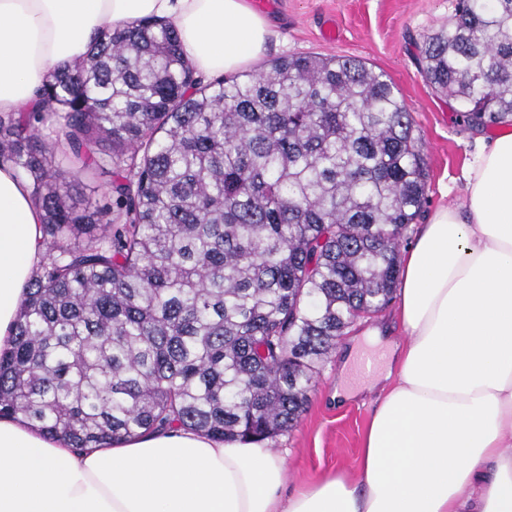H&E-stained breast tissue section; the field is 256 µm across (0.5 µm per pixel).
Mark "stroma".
<instances>
[{"mask_svg": "<svg viewBox=\"0 0 512 512\" xmlns=\"http://www.w3.org/2000/svg\"><path fill=\"white\" fill-rule=\"evenodd\" d=\"M456 5L457 0H273L267 11L275 24L267 59L309 53L347 56L389 75L413 117L427 164L426 216L462 196L466 164L482 134L462 121L454 100L430 86L417 61V43L447 23ZM327 20L338 34L332 44L322 35ZM65 168L75 191L108 203L111 173L83 168L76 160L67 161ZM342 355V349H335L323 362L297 425L269 440L270 447L286 452L287 491L338 469L351 475L359 470L362 438L378 394L362 391L343 405L332 402Z\"/></svg>", "mask_w": 512, "mask_h": 512, "instance_id": "stroma-1", "label": "stroma"}]
</instances>
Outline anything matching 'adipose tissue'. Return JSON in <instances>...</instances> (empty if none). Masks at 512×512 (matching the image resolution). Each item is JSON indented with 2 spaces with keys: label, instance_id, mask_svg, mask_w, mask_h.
I'll list each match as a JSON object with an SVG mask.
<instances>
[{
  "label": "adipose tissue",
  "instance_id": "ef3b65f1",
  "mask_svg": "<svg viewBox=\"0 0 512 512\" xmlns=\"http://www.w3.org/2000/svg\"><path fill=\"white\" fill-rule=\"evenodd\" d=\"M152 17L206 75L267 52L248 0H0V114L81 63L106 24ZM28 182L0 161V351L12 344L46 245ZM404 338L374 324L344 369L381 389L356 480L284 495L267 442L182 427L79 450L0 418V512H512V132L483 140L461 198L437 207L400 259Z\"/></svg>",
  "mask_w": 512,
  "mask_h": 512
}]
</instances>
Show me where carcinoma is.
I'll return each mask as SVG.
<instances>
[{
	"label": "carcinoma",
	"instance_id": "obj_1",
	"mask_svg": "<svg viewBox=\"0 0 512 512\" xmlns=\"http://www.w3.org/2000/svg\"><path fill=\"white\" fill-rule=\"evenodd\" d=\"M419 64L464 122H512V0H458ZM112 169V205L69 191L43 142ZM391 79L343 56L194 76L176 29L108 25L38 109L0 115L47 251L0 351V417L75 448L175 426L263 440L305 411L320 366L383 309L426 169Z\"/></svg>",
	"mask_w": 512,
	"mask_h": 512
}]
</instances>
